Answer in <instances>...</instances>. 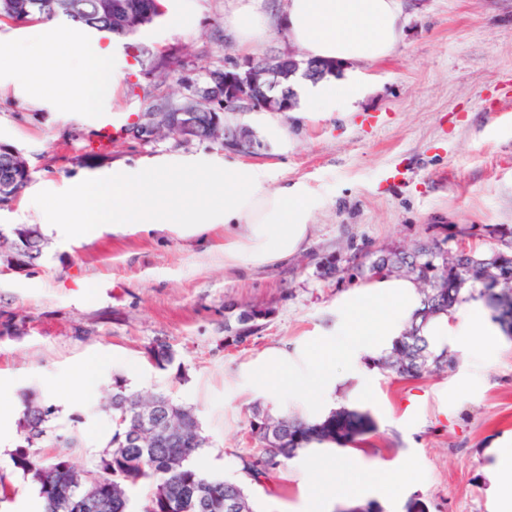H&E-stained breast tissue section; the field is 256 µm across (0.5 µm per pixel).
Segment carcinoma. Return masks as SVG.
Masks as SVG:
<instances>
[{
    "label": "carcinoma",
    "mask_w": 512,
    "mask_h": 512,
    "mask_svg": "<svg viewBox=\"0 0 512 512\" xmlns=\"http://www.w3.org/2000/svg\"><path fill=\"white\" fill-rule=\"evenodd\" d=\"M112 2L121 6L118 17L102 6V0H68L70 7L66 9L56 0H0V16L11 20L62 18L126 41L164 16L159 7L140 18L144 0ZM28 181L24 163L0 150V185H8L16 193ZM489 234L498 244L489 266L504 273L498 288L489 295L465 285L468 280H477L485 269L476 262L478 254L448 248L442 256L446 238L422 241L409 249L387 250L371 263L368 270L378 273L385 268L389 274L413 280L420 291V304L411 322L392 339L387 351L373 360L375 367L405 378L452 367L454 354L446 347L438 348L426 328L468 299L494 302L503 313L512 315V226L494 228ZM0 249L27 264L41 255L36 229L26 226L14 229L10 239L0 234ZM251 318L252 313L244 312L238 317L237 327L224 326L226 331L234 332L232 341L248 339ZM145 354L160 369L174 360L172 349L165 344L147 346ZM106 407L114 423L112 438L100 464L90 469L75 467L64 455L43 452L42 442L50 434L57 446L74 447V437L52 434L49 423L55 414L53 405L34 398L24 407L19 422L22 445L16 449L13 461L39 486L45 512H69L70 497L80 491L98 500L96 512H130L128 492L138 486L148 488V492L137 512H252L241 485L209 477L191 464L193 455L207 445L191 408L164 394L143 398L131 392L122 379L113 381ZM253 419L265 420L260 427L250 426L258 451L241 458V465L257 483L273 478L287 460L313 444L344 447L374 430L368 414L346 408L311 422L288 415L274 418L257 407Z\"/></svg>",
    "instance_id": "1"
}]
</instances>
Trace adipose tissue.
Returning <instances> with one entry per match:
<instances>
[{"instance_id":"ef3b65f1","label":"adipose tissue","mask_w":512,"mask_h":512,"mask_svg":"<svg viewBox=\"0 0 512 512\" xmlns=\"http://www.w3.org/2000/svg\"><path fill=\"white\" fill-rule=\"evenodd\" d=\"M258 0H245L230 25L238 48H258L268 35L267 15ZM288 40L305 56L344 63H373L395 50L402 34L398 0H288L282 21ZM82 32L59 27L52 39L33 41L30 65H18L17 83L26 84L46 71L66 68ZM122 64L110 46H86L79 71L71 81L50 85L48 95L71 104L75 111L94 109L102 92L100 76L109 86L122 78ZM293 89L300 111L330 113L350 106L361 94L352 79L330 75L313 82L295 77ZM324 200L299 181L273 179L260 165L225 161L223 168L187 169L163 163H142L134 169L116 168L85 179L66 199L63 210L83 216L68 225L70 236L89 237L106 224H132L142 230L181 226L193 236L207 226L224 227V262L233 267L258 268L285 263L302 252L311 220ZM419 305L416 284L405 278H380L359 287L346 301L337 336L310 348L303 358L307 375L304 388L311 394L308 411L332 407V389L338 377L332 366L352 351L375 356L385 341L400 335ZM429 335L451 339L470 357L496 341L491 323L478 301L468 300L448 315L431 322ZM403 463L356 477L350 467L324 471L318 482L306 483V494L316 512H326L335 486L349 494L367 488L392 489Z\"/></svg>"}]
</instances>
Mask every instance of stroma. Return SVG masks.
I'll list each match as a JSON object with an SVG mask.
<instances>
[{"label":"stroma","mask_w":512,"mask_h":512,"mask_svg":"<svg viewBox=\"0 0 512 512\" xmlns=\"http://www.w3.org/2000/svg\"><path fill=\"white\" fill-rule=\"evenodd\" d=\"M241 0H171L164 18L136 38L152 59L177 56L186 69L222 66L242 58L225 21ZM403 36L395 51L353 68L367 91L353 110L324 116L280 114L287 150L265 141L244 162L274 177L305 183L324 197L310 226L307 249L285 264L253 269L224 266V228L205 241L177 227L142 231L104 226L88 239L57 228L61 203L79 179L153 158L222 165L225 151L209 141L174 138L142 145L116 135L107 151L91 150V113L57 101L32 102V90L11 82L16 51L36 25L0 19V143L27 158L31 180L11 203L0 205V232L37 226L44 240L35 264L0 270V387L13 399L45 381L66 379L82 359H104L94 398L60 392L52 421L78 445L65 454L76 466H94L109 443L105 409L114 378L142 396L163 392L194 408L208 445L194 465L203 473L242 484L254 512H310L302 483L312 453L287 461L259 484L241 470L256 452L250 421L260 407L277 417L301 414L303 393L281 382L278 392L256 384L254 373L285 349L299 354L335 335L344 297L362 286L350 268L369 264L382 247H411L466 232L467 243L488 251L490 229L512 226V0H400ZM125 75L98 110L115 122L145 108L128 94L142 79L141 55L124 50ZM339 261L336 271L328 262ZM256 312L252 336L227 339L225 322ZM176 352L161 370L147 345ZM337 407L369 413L375 423L357 450V465L409 458L396 481L398 497L379 490L360 496L382 512H498L492 494L490 444L512 436V339L480 360L457 354L445 371L402 379L370 358L343 360ZM7 499L0 512H41L33 481L0 456Z\"/></svg>","instance_id":"obj_1"}]
</instances>
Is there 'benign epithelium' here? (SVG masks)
I'll return each mask as SVG.
<instances>
[{"label":"benign epithelium","instance_id":"1","mask_svg":"<svg viewBox=\"0 0 512 512\" xmlns=\"http://www.w3.org/2000/svg\"><path fill=\"white\" fill-rule=\"evenodd\" d=\"M305 70L312 79L336 70L334 63L304 59L293 47H286L279 54L266 58H248L224 67V77H213L214 86L204 87L193 81L182 82L185 103L175 112H141L132 123L128 134L148 143L155 137L159 126L166 125L175 131L183 142L203 139L201 124L195 104L202 103L212 115V120L224 121V148L240 153L255 154L263 148L253 130L240 122H232L228 115L264 110L286 113L292 111L286 95H271L269 91L280 84L285 74ZM70 512H93L95 503L89 495H75L68 504Z\"/></svg>","mask_w":512,"mask_h":512}]
</instances>
